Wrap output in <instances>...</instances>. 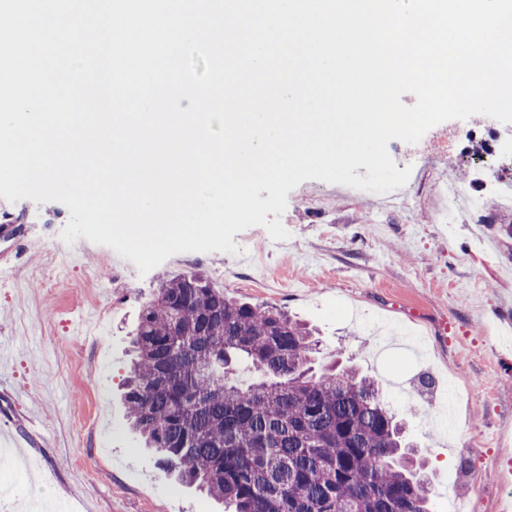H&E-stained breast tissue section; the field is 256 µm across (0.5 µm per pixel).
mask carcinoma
Returning <instances> with one entry per match:
<instances>
[{
  "mask_svg": "<svg viewBox=\"0 0 512 512\" xmlns=\"http://www.w3.org/2000/svg\"><path fill=\"white\" fill-rule=\"evenodd\" d=\"M131 346L130 430L224 512H429L418 450L375 381L314 369L317 340L284 310L190 273L160 283ZM241 360L261 374L245 388L229 378Z\"/></svg>",
  "mask_w": 512,
  "mask_h": 512,
  "instance_id": "1",
  "label": "carcinoma"
}]
</instances>
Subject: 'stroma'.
<instances>
[{
  "label": "stroma",
  "mask_w": 512,
  "mask_h": 512,
  "mask_svg": "<svg viewBox=\"0 0 512 512\" xmlns=\"http://www.w3.org/2000/svg\"><path fill=\"white\" fill-rule=\"evenodd\" d=\"M474 118L448 121V149L410 174L409 204L392 208L347 186L307 180L288 194L273 240L260 226L235 234L238 255L187 252L146 274L110 247L61 232L58 202L9 204L0 235V417L37 479L0 466L19 496L32 491L65 512H221L178 484L127 427L122 380L128 336L160 280L204 274L227 297L284 309L316 328L322 363L351 362L373 377L407 437L426 451L430 512H503L512 483V212L491 218L496 244L468 224H442L439 175L470 188L512 168V127L494 152L467 138ZM235 279L222 283L217 267ZM455 435L434 412L449 385Z\"/></svg>",
  "instance_id": "obj_1"
}]
</instances>
